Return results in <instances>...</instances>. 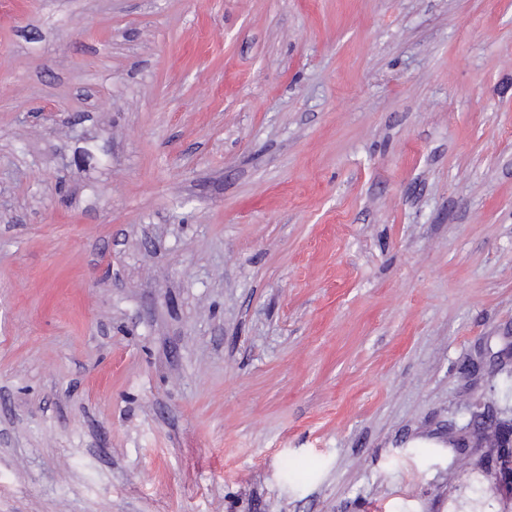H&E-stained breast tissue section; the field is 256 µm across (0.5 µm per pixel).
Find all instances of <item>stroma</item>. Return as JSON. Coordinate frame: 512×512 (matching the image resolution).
Segmentation results:
<instances>
[{"label":"stroma","instance_id":"1","mask_svg":"<svg viewBox=\"0 0 512 512\" xmlns=\"http://www.w3.org/2000/svg\"><path fill=\"white\" fill-rule=\"evenodd\" d=\"M512 0H0V512H507ZM492 450L499 453L495 458L499 473L503 479V486L507 494L512 493V421L497 420L492 428Z\"/></svg>","mask_w":512,"mask_h":512}]
</instances>
